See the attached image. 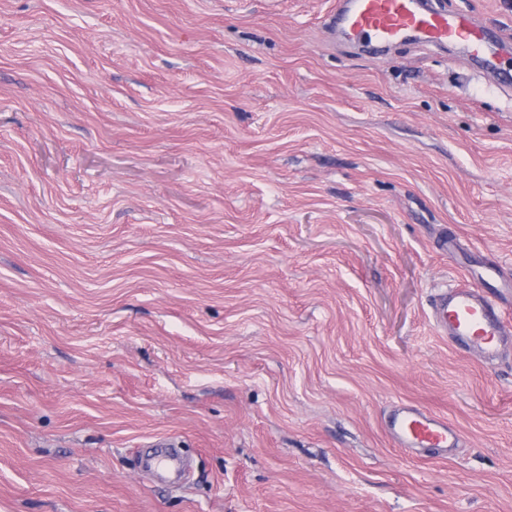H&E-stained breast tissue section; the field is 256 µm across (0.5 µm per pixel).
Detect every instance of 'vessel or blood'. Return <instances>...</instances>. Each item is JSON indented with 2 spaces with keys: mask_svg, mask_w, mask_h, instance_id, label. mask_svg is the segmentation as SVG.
Listing matches in <instances>:
<instances>
[{
  "mask_svg": "<svg viewBox=\"0 0 512 512\" xmlns=\"http://www.w3.org/2000/svg\"><path fill=\"white\" fill-rule=\"evenodd\" d=\"M329 26L350 39L392 45L403 39L441 47L454 43L496 68L493 37L474 14L448 15L426 10L421 0H336ZM434 319L437 330L463 351L479 353L487 362L501 355L503 337L512 334V313L481 286H462L438 295ZM389 434L402 448H453L460 436L445 418L412 405L400 407L389 424Z\"/></svg>",
  "mask_w": 512,
  "mask_h": 512,
  "instance_id": "b4317fda",
  "label": "vessel or blood"
}]
</instances>
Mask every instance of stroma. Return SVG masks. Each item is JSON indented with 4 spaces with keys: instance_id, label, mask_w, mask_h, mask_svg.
Instances as JSON below:
<instances>
[{
    "instance_id": "1",
    "label": "stroma",
    "mask_w": 512,
    "mask_h": 512,
    "mask_svg": "<svg viewBox=\"0 0 512 512\" xmlns=\"http://www.w3.org/2000/svg\"><path fill=\"white\" fill-rule=\"evenodd\" d=\"M335 4L0 0V512H512V335L432 318L512 284V84ZM436 329L463 351H475L487 362L500 358L503 336L512 334L510 313L494 293L480 285L452 288L435 300ZM389 435L400 448H455L458 432L448 420L412 405L400 407L389 424Z\"/></svg>"
}]
</instances>
